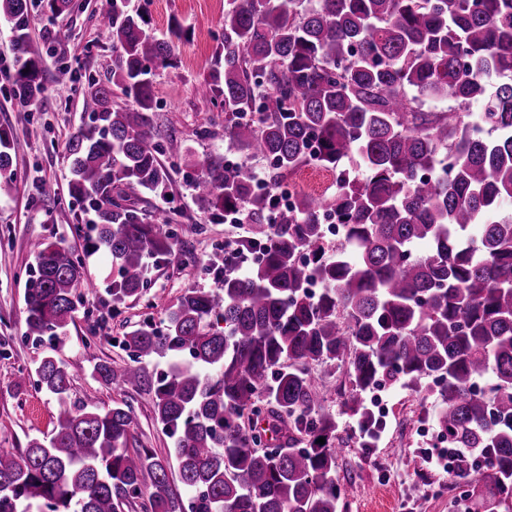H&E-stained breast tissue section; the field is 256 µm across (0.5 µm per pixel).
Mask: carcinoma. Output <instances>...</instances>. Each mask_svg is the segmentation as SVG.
<instances>
[{
    "mask_svg": "<svg viewBox=\"0 0 512 512\" xmlns=\"http://www.w3.org/2000/svg\"><path fill=\"white\" fill-rule=\"evenodd\" d=\"M40 2L59 16L72 0ZM308 2L230 0L198 86L224 112V141L269 163L267 190L220 153L179 155L195 202L251 225L238 247L258 260L245 275L224 264L218 292L185 289L164 328L123 337L129 363L93 369L101 385L151 398L168 454L136 447L129 402L71 401L74 375L45 357L37 388L55 398L57 424L0 452V512H337L336 421L310 372L337 362L349 364V410L368 438L379 424L363 392L438 382L448 450L469 449L454 483L471 512H512V83L495 82L512 76V0ZM95 12L115 67L83 84L94 109L67 145L68 194L94 212L117 305L143 293L149 261L172 257L178 238L145 199L170 183L160 156L173 140L157 131L151 73L171 65L173 43L153 38L126 0H96ZM0 14L12 25L14 120L37 136L46 77L66 85L75 74L59 36L47 33L43 51L30 43L28 0H0ZM46 54L57 57L49 74ZM12 130L0 128V197L17 186ZM310 163L336 171L335 192L278 207L283 182ZM326 210L342 227L332 246ZM31 252L26 334L57 338L94 282L65 246L38 240ZM314 276L324 288L312 296ZM159 360L167 370L152 367Z\"/></svg>",
    "mask_w": 512,
    "mask_h": 512,
    "instance_id": "1",
    "label": "carcinoma"
}]
</instances>
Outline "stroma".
<instances>
[{"label": "stroma", "mask_w": 512, "mask_h": 512, "mask_svg": "<svg viewBox=\"0 0 512 512\" xmlns=\"http://www.w3.org/2000/svg\"><path fill=\"white\" fill-rule=\"evenodd\" d=\"M71 11L50 19L39 5H32L28 29L33 46L42 47L47 32L60 35L68 64L76 80L68 85L47 82L43 106L32 115L39 135L13 127L12 101L0 92V126H12V154L18 189L0 199V340L7 355L0 358V451L15 452L33 437L49 435L58 407L55 399L35 387L34 380L20 381L19 372L43 357L61 359L76 380L73 399L93 398L108 406L125 398L136 409L135 437L157 453H166L169 439L157 424L148 395L122 386L104 387L93 377L95 364L114 366L129 362L123 336L146 322L162 325L169 307L188 288L218 290L224 280V246L238 237L233 224H215L194 203L193 190L184 171L174 168L170 155L161 160L170 169L166 199L151 198L156 221L171 220L182 244L176 258L151 265L149 285L138 298L113 305L108 290L117 276L108 255L86 248L91 225L67 193L69 165L65 147L72 134L88 122L92 108L81 91L87 76L111 78L112 41L99 25L95 0H72ZM228 0H128L127 8L141 12L147 31L175 43L171 66L156 70L153 90L156 122L172 135L180 150L201 157L228 152L224 141L223 113L198 94L208 75L215 50L224 37V11ZM185 35L173 40L172 29ZM209 136H202L203 128ZM62 243L83 260L98 284L86 296L61 339L37 341L26 337L25 284L33 271L30 244L35 240ZM95 336L85 347L87 336ZM318 386L326 401L324 410L336 419L337 483L347 490L338 512H460L461 500L450 474L427 461L425 449L438 447L436 415L440 404L433 391L414 390L400 383L376 393L373 410L382 431L378 444L362 447L357 421L348 409L350 382L346 369L316 367Z\"/></svg>", "instance_id": "35a3bbf8"}]
</instances>
